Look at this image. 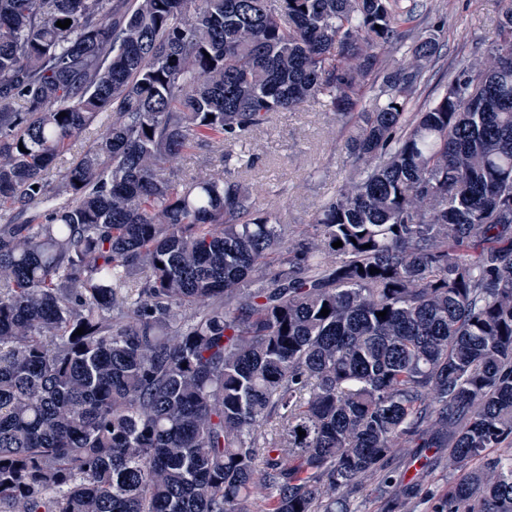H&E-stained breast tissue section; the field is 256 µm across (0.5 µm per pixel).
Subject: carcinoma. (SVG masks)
<instances>
[{
    "instance_id": "obj_1",
    "label": "carcinoma",
    "mask_w": 512,
    "mask_h": 512,
    "mask_svg": "<svg viewBox=\"0 0 512 512\" xmlns=\"http://www.w3.org/2000/svg\"><path fill=\"white\" fill-rule=\"evenodd\" d=\"M503 2L412 112L403 0H0V512H353L414 442L458 472L433 512H512ZM312 101L359 175L296 231L233 147ZM201 135L224 176L175 168ZM109 120L107 114H103L99 121L92 127L86 130L77 140H75L69 149L63 153L60 157L57 168L51 173L50 178L53 181H57L60 178L62 172L70 165V163L78 156L83 154L88 147L94 142L102 125L106 124Z\"/></svg>"
}]
</instances>
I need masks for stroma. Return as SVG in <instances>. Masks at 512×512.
I'll return each instance as SVG.
<instances>
[{
  "instance_id": "obj_1",
  "label": "stroma",
  "mask_w": 512,
  "mask_h": 512,
  "mask_svg": "<svg viewBox=\"0 0 512 512\" xmlns=\"http://www.w3.org/2000/svg\"><path fill=\"white\" fill-rule=\"evenodd\" d=\"M415 25L436 35L435 68L427 72L421 100L438 93L448 75L482 57L498 38L502 0H422ZM347 132L330 121L320 106L275 113L268 126L243 145L254 164L248 183L264 191V201L280 223L305 226L319 203L332 196L345 178L356 175L343 149ZM442 448H406L397 473L414 485L399 512H431L453 476Z\"/></svg>"
}]
</instances>
